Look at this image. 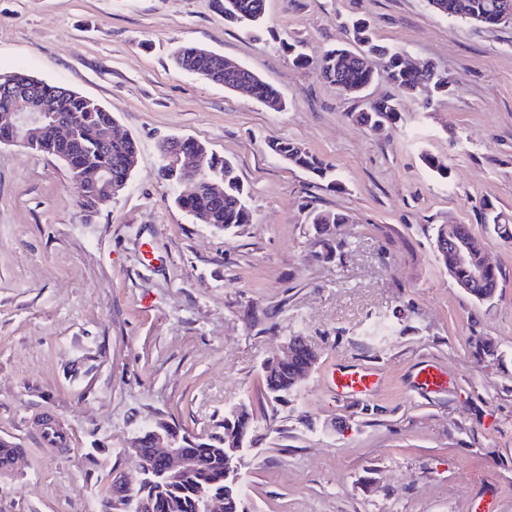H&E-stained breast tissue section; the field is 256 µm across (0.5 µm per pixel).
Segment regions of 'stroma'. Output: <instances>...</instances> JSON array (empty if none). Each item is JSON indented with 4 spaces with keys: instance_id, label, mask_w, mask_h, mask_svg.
<instances>
[{
    "instance_id": "35a3bbf8",
    "label": "stroma",
    "mask_w": 512,
    "mask_h": 512,
    "mask_svg": "<svg viewBox=\"0 0 512 512\" xmlns=\"http://www.w3.org/2000/svg\"><path fill=\"white\" fill-rule=\"evenodd\" d=\"M223 2L0 0V70L98 101L138 148L125 191L89 219L62 161L0 144V438L23 450L0 476V512H87L131 475L139 423L205 433L240 403L258 436L241 469L247 512H512V243L480 222L486 202L512 216V24L426 0H266L254 32L225 22ZM358 18L444 70L447 97L398 95L396 123H357L364 100L395 93L384 58L370 56L361 101L317 61ZM179 45L250 68L286 109L179 69ZM172 136L233 161L251 224L226 235L175 205L159 151ZM278 139L340 188L273 155ZM313 208L346 214L342 260L314 258ZM435 224L483 236L504 272L492 302L437 262ZM474 334L497 356L469 347ZM294 336L318 363L292 403L264 405L261 365ZM425 360L446 386L423 397L412 377ZM348 364L376 369L372 396L337 393Z\"/></svg>"
}]
</instances>
